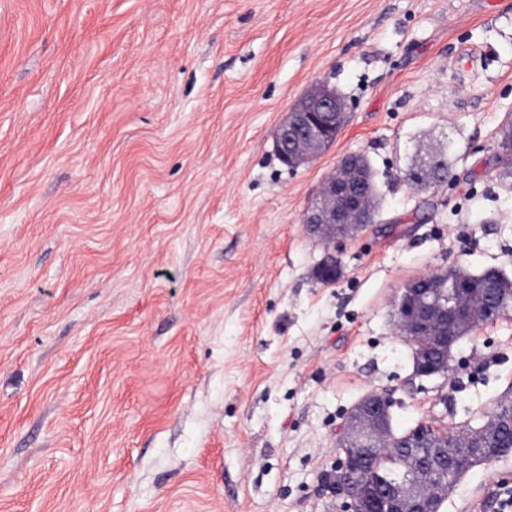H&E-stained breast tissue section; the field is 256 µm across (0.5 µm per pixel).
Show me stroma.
<instances>
[{
    "label": "stroma",
    "instance_id": "obj_1",
    "mask_svg": "<svg viewBox=\"0 0 512 512\" xmlns=\"http://www.w3.org/2000/svg\"><path fill=\"white\" fill-rule=\"evenodd\" d=\"M322 78L346 122L288 167ZM510 118L512 0H0V512H340L368 392L397 431L512 401V316L429 378L394 322L419 276L512 277ZM412 141L444 181H405ZM352 152L378 211L325 243L303 216ZM506 490L512 455L441 512ZM346 105L328 80H319L280 124L275 146L288 167L310 160L329 145L345 122Z\"/></svg>",
    "mask_w": 512,
    "mask_h": 512
}]
</instances>
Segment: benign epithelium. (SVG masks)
Returning <instances> with one entry per match:
<instances>
[{"label": "benign epithelium", "mask_w": 512, "mask_h": 512, "mask_svg": "<svg viewBox=\"0 0 512 512\" xmlns=\"http://www.w3.org/2000/svg\"><path fill=\"white\" fill-rule=\"evenodd\" d=\"M346 105L336 88L327 80H319L288 112L280 124L275 146L281 159L290 168L298 167L321 148L329 145L345 122ZM364 156H345L323 189L324 205L312 207L303 223L321 237L333 239L342 235L341 227L373 222L372 207L366 202L373 186L359 174ZM498 163L512 172V132L500 138ZM429 286L439 294L435 303L421 304V286ZM461 291L443 276L431 273L408 282L403 288L396 310L397 326L412 345L422 336H430L432 344L442 353L458 342L448 330L461 323H472L492 306L486 300L468 305L454 301ZM448 362L429 363L418 359L415 375L428 377L443 374ZM391 401L387 394L371 392L352 409L340 433L339 447L344 458L334 469L332 482L341 498L343 512H436V505L448 496L450 485L444 480H427L415 485L414 480L381 483L372 487L359 484L354 474L366 467L372 452L388 448L393 438L388 431Z\"/></svg>", "instance_id": "1"}]
</instances>
